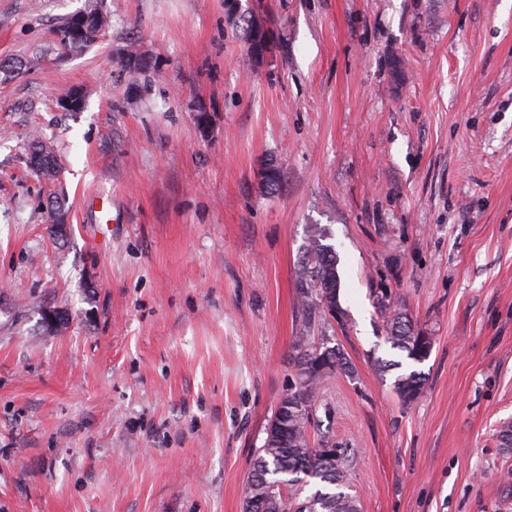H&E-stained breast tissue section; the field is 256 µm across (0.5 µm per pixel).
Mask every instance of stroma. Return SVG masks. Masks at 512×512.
<instances>
[{
	"label": "stroma",
	"mask_w": 512,
	"mask_h": 512,
	"mask_svg": "<svg viewBox=\"0 0 512 512\" xmlns=\"http://www.w3.org/2000/svg\"><path fill=\"white\" fill-rule=\"evenodd\" d=\"M88 2L0 0V512H243L296 378L310 224L339 255L322 332L351 370L309 436L353 456L360 512H512V0H103L109 27L65 52ZM235 13L264 19V61ZM35 135L57 181L23 161ZM384 295L423 363L386 343ZM425 381L424 373L411 370L408 373L397 376L394 386L399 398L404 403H410L420 396Z\"/></svg>",
	"instance_id": "stroma-1"
}]
</instances>
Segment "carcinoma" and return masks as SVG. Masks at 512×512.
<instances>
[{
	"mask_svg": "<svg viewBox=\"0 0 512 512\" xmlns=\"http://www.w3.org/2000/svg\"><path fill=\"white\" fill-rule=\"evenodd\" d=\"M92 12L95 18L88 35L70 41L64 48H87L105 30L109 20L107 13L100 7L92 8ZM125 67L133 73L142 72L148 69L149 62L142 58L138 49L131 47ZM26 165L50 180L55 179L59 168L53 150L36 136L30 142ZM328 239L322 226L313 224L308 228L296 273L298 299L305 320L302 335L296 337L301 351L298 383L289 390L288 407L275 410L267 425L264 443L252 460L245 512H359L358 499L346 492L347 473L354 459L344 455L338 459L326 457L322 448L329 444V439L323 436L313 447L308 435L319 385L338 370L349 371L340 348L329 345L325 337L317 344L310 337L315 331L316 319L323 320L329 315L340 323L344 317L339 303L338 255ZM420 338L421 334L414 332L403 313L396 311L388 316L386 341L415 362L429 357ZM424 384V373L417 370L397 376L394 382L396 393L405 403L417 399ZM313 482L319 488L310 495L304 494L305 486Z\"/></svg>",
	"mask_w": 512,
	"mask_h": 512,
	"instance_id": "cac0c4a2",
	"label": "carcinoma"
}]
</instances>
